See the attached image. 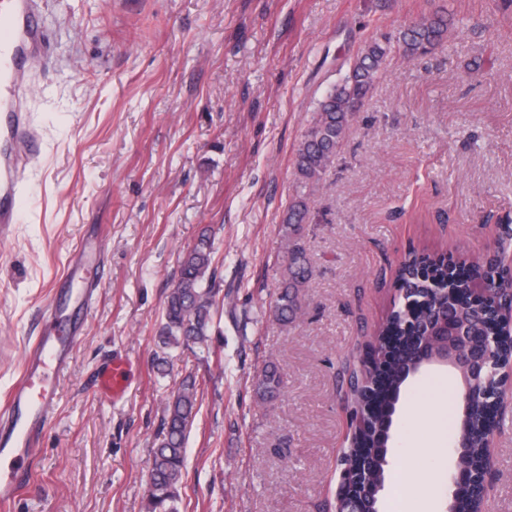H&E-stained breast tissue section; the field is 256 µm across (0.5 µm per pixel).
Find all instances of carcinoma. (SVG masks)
Segmentation results:
<instances>
[{"label": "carcinoma", "instance_id": "obj_1", "mask_svg": "<svg viewBox=\"0 0 512 512\" xmlns=\"http://www.w3.org/2000/svg\"><path fill=\"white\" fill-rule=\"evenodd\" d=\"M456 21L444 11L422 17L414 25L402 30L395 37L372 39L350 65L345 77L328 89L318 101L309 127L298 145L294 159V174L304 188L317 187L331 169L336 153L347 135L353 116V106L364 101L384 70L386 62L398 56L414 60L432 53L448 39ZM309 209L306 198L294 197L288 204L283 219L284 259L281 283L274 301V315L283 325L295 321L299 306L300 289L307 287L311 264L302 245L304 224L308 223ZM214 242L202 233L194 245L187 249L180 260L179 274L171 289L162 313V343L167 346L209 347L216 314L224 309L216 284L213 266ZM486 280L490 287L512 289V277L497 265L467 264L451 261L440 253L413 251L399 265L393 287L415 291L430 301L435 288H469L474 282ZM425 306L415 305L410 317L404 318L391 310L375 337L377 350H387L396 356L405 341L381 343L383 336H426L422 327ZM409 376L386 375V384L378 392L379 404L389 405L401 396ZM284 386L283 377L275 365L266 367L256 383L255 392L262 400L277 397ZM363 390H354L352 400V439L354 453L348 460H356L357 453L378 445L377 424L364 415L361 408ZM202 396L199 383L192 376L182 379L170 396L164 415L163 430L153 449L149 463L146 512H182L183 470L186 463V439L197 415V403ZM486 399L481 392H473L468 400L452 405L450 427L466 421L472 431L480 433L492 428L486 420ZM459 462L471 469L480 470L485 463V450L481 439L474 437L469 446L459 450Z\"/></svg>", "mask_w": 512, "mask_h": 512}]
</instances>
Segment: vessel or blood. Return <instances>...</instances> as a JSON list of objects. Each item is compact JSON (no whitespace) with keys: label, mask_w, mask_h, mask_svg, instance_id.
Instances as JSON below:
<instances>
[{"label":"vessel or blood","mask_w":512,"mask_h":512,"mask_svg":"<svg viewBox=\"0 0 512 512\" xmlns=\"http://www.w3.org/2000/svg\"><path fill=\"white\" fill-rule=\"evenodd\" d=\"M45 0H0V238L20 220L27 187L26 169L43 154V137L26 109L33 59L50 62L44 22ZM87 252L72 253L59 286L61 297L44 316L41 333L25 347L23 374L0 403V512H6L25 488L32 461L40 449L52 409L60 397V381L84 338L77 312L92 306L96 281L86 273ZM125 364L107 363L100 371L99 389L121 391Z\"/></svg>","instance_id":"b4317fda"}]
</instances>
